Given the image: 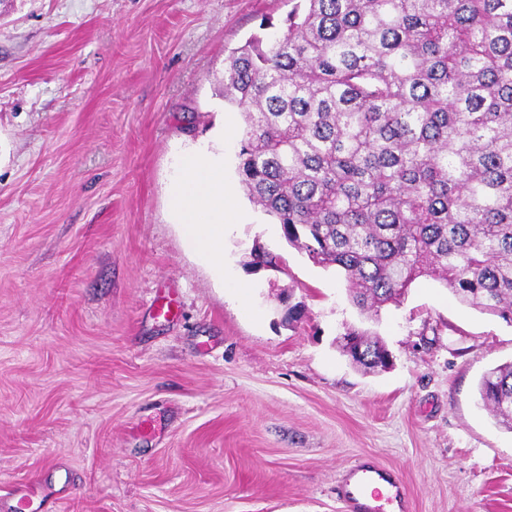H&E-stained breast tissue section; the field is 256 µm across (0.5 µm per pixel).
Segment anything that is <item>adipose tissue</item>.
<instances>
[{
	"instance_id": "obj_1",
	"label": "adipose tissue",
	"mask_w": 512,
	"mask_h": 512,
	"mask_svg": "<svg viewBox=\"0 0 512 512\" xmlns=\"http://www.w3.org/2000/svg\"><path fill=\"white\" fill-rule=\"evenodd\" d=\"M170 221L179 230L183 247L224 281V234L244 215L224 170V132L191 143L179 153L168 190Z\"/></svg>"
}]
</instances>
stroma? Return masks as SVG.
<instances>
[{
    "mask_svg": "<svg viewBox=\"0 0 512 512\" xmlns=\"http://www.w3.org/2000/svg\"><path fill=\"white\" fill-rule=\"evenodd\" d=\"M294 6L0 0V512H343L361 461L409 512H512V431L478 394L512 324L430 278L368 318L240 190L242 304L169 222L179 147L231 125L236 177L224 57ZM348 325L393 367L353 366Z\"/></svg>",
    "mask_w": 512,
    "mask_h": 512,
    "instance_id": "stroma-1",
    "label": "stroma"
}]
</instances>
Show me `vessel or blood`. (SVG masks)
I'll return each mask as SVG.
<instances>
[{"instance_id": "obj_1", "label": "vessel or blood", "mask_w": 512, "mask_h": 512, "mask_svg": "<svg viewBox=\"0 0 512 512\" xmlns=\"http://www.w3.org/2000/svg\"><path fill=\"white\" fill-rule=\"evenodd\" d=\"M337 495L347 512H403L406 492L396 474L358 464L347 471Z\"/></svg>"}]
</instances>
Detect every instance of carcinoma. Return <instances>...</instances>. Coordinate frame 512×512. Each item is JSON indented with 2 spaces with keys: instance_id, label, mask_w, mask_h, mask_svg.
I'll return each instance as SVG.
<instances>
[{
  "instance_id": "1",
  "label": "carcinoma",
  "mask_w": 512,
  "mask_h": 512,
  "mask_svg": "<svg viewBox=\"0 0 512 512\" xmlns=\"http://www.w3.org/2000/svg\"><path fill=\"white\" fill-rule=\"evenodd\" d=\"M260 29L224 58L248 198L364 311L430 277L512 323V0H299ZM479 394L512 430V363Z\"/></svg>"
}]
</instances>
